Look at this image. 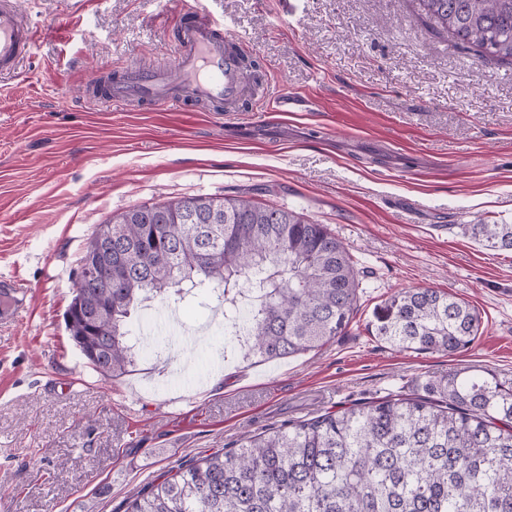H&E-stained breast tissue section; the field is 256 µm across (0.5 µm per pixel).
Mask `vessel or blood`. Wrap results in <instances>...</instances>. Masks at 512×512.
I'll return each instance as SVG.
<instances>
[{"label": "vessel or blood", "mask_w": 512, "mask_h": 512, "mask_svg": "<svg viewBox=\"0 0 512 512\" xmlns=\"http://www.w3.org/2000/svg\"><path fill=\"white\" fill-rule=\"evenodd\" d=\"M180 36L172 62L162 68L131 66L114 73L97 100L115 106L139 101L150 108L178 110L209 100L234 105L242 96V56L235 40L197 9H177ZM38 29L16 8L0 0V73L15 71L32 56Z\"/></svg>", "instance_id": "1"}]
</instances>
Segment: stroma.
<instances>
[{
    "label": "stroma",
    "instance_id": "35a3bbf8",
    "mask_svg": "<svg viewBox=\"0 0 512 512\" xmlns=\"http://www.w3.org/2000/svg\"><path fill=\"white\" fill-rule=\"evenodd\" d=\"M40 38L0 75V279L26 304L0 323V512H123L180 463L288 420L411 390L474 366L512 378V253L462 230L512 224V65L434 31L416 0H200L260 82L241 111L103 108L100 74L158 67L177 24L160 0H16ZM306 111L274 112L281 90ZM303 211L361 271L347 334L243 360L224 305L176 306L172 336L132 371L95 372L63 313L87 243L116 214L196 196ZM403 288L469 302L481 333L458 352L401 351L371 331Z\"/></svg>",
    "mask_w": 512,
    "mask_h": 512
}]
</instances>
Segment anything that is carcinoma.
<instances>
[{"instance_id": "1", "label": "carcinoma", "mask_w": 512, "mask_h": 512, "mask_svg": "<svg viewBox=\"0 0 512 512\" xmlns=\"http://www.w3.org/2000/svg\"><path fill=\"white\" fill-rule=\"evenodd\" d=\"M434 27L481 60L512 65V0H418ZM120 268L77 277L69 339L99 374L135 359V312L151 297L201 289L261 294L244 320L246 355L291 357L347 333L358 271L324 224L292 208L229 196L142 205L112 218ZM512 251V224L469 225ZM481 313L433 288L401 289L373 312L375 335L402 350L455 353ZM125 512H512V379L468 367L409 392L247 435L134 493Z\"/></svg>"}]
</instances>
